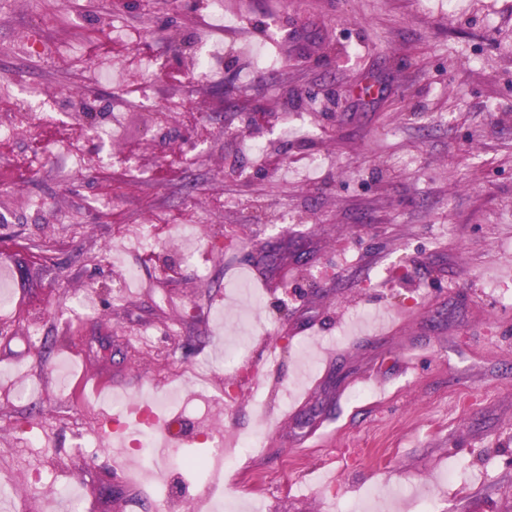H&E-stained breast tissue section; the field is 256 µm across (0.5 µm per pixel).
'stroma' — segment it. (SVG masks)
<instances>
[{
    "label": "stroma",
    "mask_w": 512,
    "mask_h": 512,
    "mask_svg": "<svg viewBox=\"0 0 512 512\" xmlns=\"http://www.w3.org/2000/svg\"><path fill=\"white\" fill-rule=\"evenodd\" d=\"M209 15V0H0V78L81 89L117 124L102 139L67 110L0 152V255L21 297L0 317V499L23 485L25 512H69L79 484L84 512H132L136 495L139 512H192L187 472L171 467L164 504L130 484L96 441L101 401L74 396L87 371L162 395L172 351L210 376L202 395L180 381L189 428L206 414L262 439L260 505L241 466L224 472L241 512H417L416 495L433 512H512V0H233L203 77ZM39 18L82 63L25 54ZM261 45L275 67L255 68ZM144 55L162 69L151 104L96 81L101 66L138 80ZM300 122L316 136L286 138ZM256 138L278 168L253 157ZM74 140L85 162L66 183L56 158ZM203 212L190 266L174 226ZM143 220L145 250L125 233ZM90 289L100 306L79 316ZM32 381L39 395L16 400ZM224 56V42L206 43L202 51L194 58L193 66L202 74H206L213 62Z\"/></svg>",
    "instance_id": "35a3bbf8"
}]
</instances>
